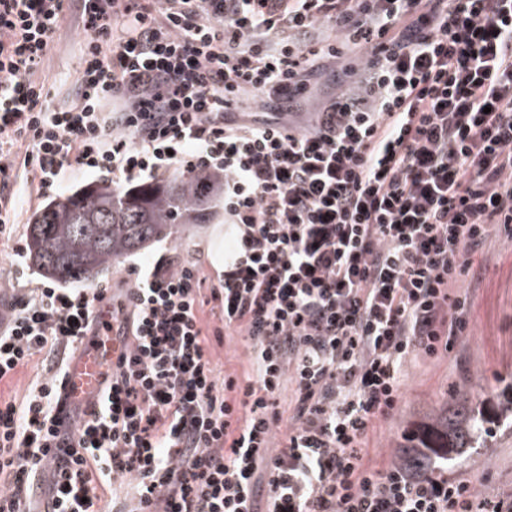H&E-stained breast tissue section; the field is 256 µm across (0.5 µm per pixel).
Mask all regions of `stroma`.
Listing matches in <instances>:
<instances>
[{
    "label": "stroma",
    "mask_w": 512,
    "mask_h": 512,
    "mask_svg": "<svg viewBox=\"0 0 512 512\" xmlns=\"http://www.w3.org/2000/svg\"><path fill=\"white\" fill-rule=\"evenodd\" d=\"M84 35L73 15H66L39 79L45 81L55 103L72 100L77 89L80 48ZM22 194L14 222L0 235V298L7 300L23 288L37 287L41 275L25 250L26 226L48 199L39 194L31 175H22ZM232 240L223 216L209 224L186 225L180 238L162 239L126 257L97 279V287L121 288L130 267L151 266L162 255L176 253L198 260L206 284H214L224 269V250ZM475 274L465 306L467 335L459 337L448 356L408 362L400 390L399 410L380 423L369 436L368 452L377 465L395 459L408 423L426 416L434 407L452 400L457 388L474 398H500L512 383V234L494 228L483 251L472 257ZM217 375H241L250 367V353L243 337L210 346ZM449 477L470 481L485 496L512 490V421L499 420L483 447L472 449L466 464L448 469Z\"/></svg>",
    "instance_id": "obj_1"
}]
</instances>
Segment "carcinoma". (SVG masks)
<instances>
[{"mask_svg":"<svg viewBox=\"0 0 512 512\" xmlns=\"http://www.w3.org/2000/svg\"><path fill=\"white\" fill-rule=\"evenodd\" d=\"M222 177L185 172L155 182L87 183L46 204L28 224V257L37 272L52 281H93L124 258L155 241L174 239L185 224H205ZM512 416V397L462 399L414 425L409 448L423 464H461L467 449L491 434L494 419Z\"/></svg>","mask_w":512,"mask_h":512,"instance_id":"1","label":"carcinoma"}]
</instances>
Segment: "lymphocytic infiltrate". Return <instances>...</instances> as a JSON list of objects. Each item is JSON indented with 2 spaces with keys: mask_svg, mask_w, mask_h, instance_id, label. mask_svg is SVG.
I'll use <instances>...</instances> for the list:
<instances>
[{
  "mask_svg": "<svg viewBox=\"0 0 512 512\" xmlns=\"http://www.w3.org/2000/svg\"><path fill=\"white\" fill-rule=\"evenodd\" d=\"M69 8L85 38L57 108L37 75ZM330 59L336 94L297 113ZM24 168L47 196L76 170L217 172L235 235L206 295L163 256L117 292L0 305V383L50 364L0 403V512H512L366 448L408 360L466 335L471 257L512 224V0H0L1 235ZM231 332L251 369L221 378L209 343ZM107 333L112 372L66 426L74 354ZM48 362L43 361L42 356H36L25 367L21 368L9 385L2 383L0 396L2 401L11 400L21 402L26 390L41 381L47 375Z\"/></svg>",
  "mask_w": 512,
  "mask_h": 512,
  "instance_id": "1",
  "label": "lymphocytic infiltrate"
}]
</instances>
